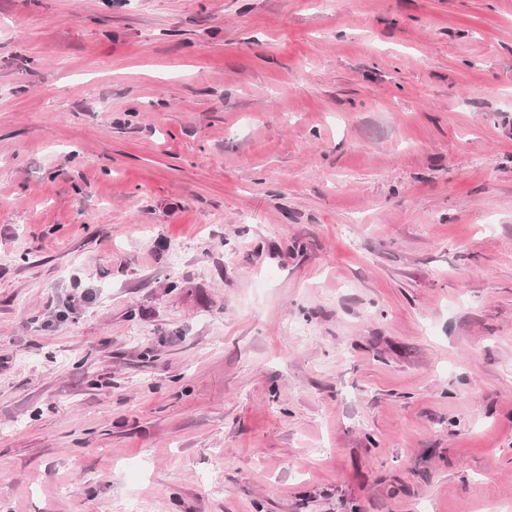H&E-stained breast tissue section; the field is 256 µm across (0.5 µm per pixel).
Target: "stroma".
I'll return each mask as SVG.
<instances>
[{"label":"stroma","instance_id":"obj_1","mask_svg":"<svg viewBox=\"0 0 512 512\" xmlns=\"http://www.w3.org/2000/svg\"><path fill=\"white\" fill-rule=\"evenodd\" d=\"M512 512V0H0V512Z\"/></svg>","mask_w":512,"mask_h":512}]
</instances>
